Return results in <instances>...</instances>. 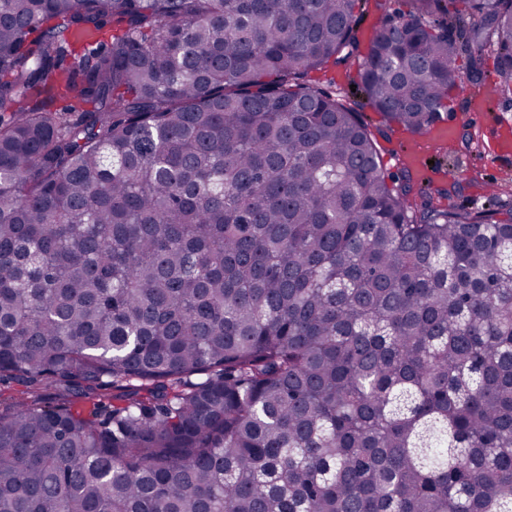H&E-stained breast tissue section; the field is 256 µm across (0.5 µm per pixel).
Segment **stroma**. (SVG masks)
I'll return each mask as SVG.
<instances>
[{
  "label": "stroma",
  "instance_id": "1",
  "mask_svg": "<svg viewBox=\"0 0 512 512\" xmlns=\"http://www.w3.org/2000/svg\"><path fill=\"white\" fill-rule=\"evenodd\" d=\"M471 103L472 97L467 94L452 104L448 119L456 123L457 134L446 141L428 133L414 135L401 128L384 132L381 116L365 109L364 118L377 136L388 174L397 176L405 170L403 156L408 146L414 144L423 160L432 161L434 169L444 171L442 186L461 183V192L451 194L448 205L473 210L484 207L487 185L491 182L506 185L512 191V155L492 149L494 141L512 139V98L495 102L490 112L480 115L471 112Z\"/></svg>",
  "mask_w": 512,
  "mask_h": 512
}]
</instances>
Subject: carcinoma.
<instances>
[{"label": "carcinoma", "mask_w": 512, "mask_h": 512, "mask_svg": "<svg viewBox=\"0 0 512 512\" xmlns=\"http://www.w3.org/2000/svg\"><path fill=\"white\" fill-rule=\"evenodd\" d=\"M366 2L0 0V381L101 416L0 412V512H512V201L362 118L511 97L512 0ZM382 12L375 8L374 0H371L363 12V23L359 32V38L362 46H368L370 39L380 24Z\"/></svg>", "instance_id": "cac0c4a2"}]
</instances>
